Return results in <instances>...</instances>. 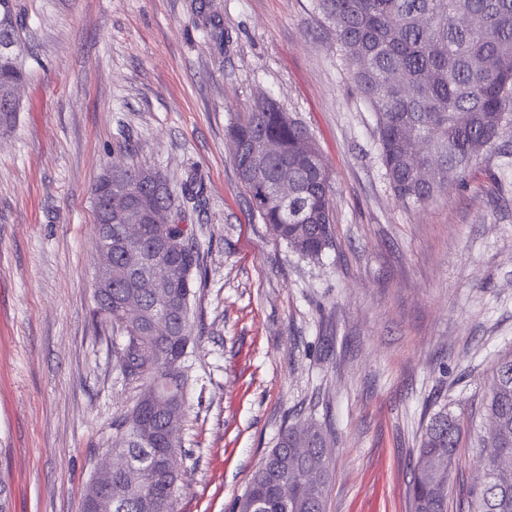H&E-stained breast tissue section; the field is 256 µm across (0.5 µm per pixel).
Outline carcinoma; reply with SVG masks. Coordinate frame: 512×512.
Segmentation results:
<instances>
[{"label": "carcinoma", "instance_id": "1", "mask_svg": "<svg viewBox=\"0 0 512 512\" xmlns=\"http://www.w3.org/2000/svg\"><path fill=\"white\" fill-rule=\"evenodd\" d=\"M327 21L350 76L362 99L375 112L380 161L399 202L424 204L448 185L463 180L472 164L512 135V0H314ZM10 18L8 35L21 47L15 0H0V18ZM19 52L0 58V98L27 73ZM19 109L0 103V133L14 129ZM243 151L234 159L252 213L270 234L302 257L317 258L333 245L332 185L327 161L305 126L290 118L270 98L257 100L246 117L228 129ZM274 138L282 153L257 166L250 155L254 142ZM429 141L420 157L419 145ZM433 166L427 182L417 180L416 162ZM288 165L295 194L284 201L274 185ZM149 167L129 165L112 198L96 197L94 220L107 207L117 209L134 192L147 207L163 205L182 213L181 199L193 197L186 187L174 196L164 177L155 184ZM169 248L156 246L152 224L142 225L138 241L127 243L119 225L98 238L112 249V307L97 304V313L118 327L125 338V375L143 381L137 400L117 423L120 445L113 452L129 465L112 473V512H144L151 499L174 512L178 476H167L161 460L170 443L142 431L158 430L147 390L167 381L184 389V364L196 335L190 321V297L201 272L202 256L182 224L168 230ZM171 281L167 309L156 304L148 282L152 272ZM135 294L143 314L130 319L123 301ZM147 350L155 363L147 368L131 358ZM484 416L492 423L478 439L485 480L471 492V512H512V353L498 362L484 398ZM464 434L460 418L443 409L425 425L413 466L411 512H448V483ZM327 441L313 424H293L251 475L238 512H326L329 482Z\"/></svg>", "mask_w": 512, "mask_h": 512}]
</instances>
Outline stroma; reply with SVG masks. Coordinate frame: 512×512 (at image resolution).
Here are the masks:
<instances>
[{
	"mask_svg": "<svg viewBox=\"0 0 512 512\" xmlns=\"http://www.w3.org/2000/svg\"><path fill=\"white\" fill-rule=\"evenodd\" d=\"M28 73L0 136V476L12 512H80L141 389L96 313L91 188L159 170L203 257L190 317L175 512H233L282 430L321 427L326 512H410L440 408L468 431L448 512L483 477L480 411L512 352V143L398 203L376 116L312 0H16ZM269 96L332 178L334 244L293 253L252 214L227 129Z\"/></svg>",
	"mask_w": 512,
	"mask_h": 512,
	"instance_id": "obj_1",
	"label": "stroma"
}]
</instances>
